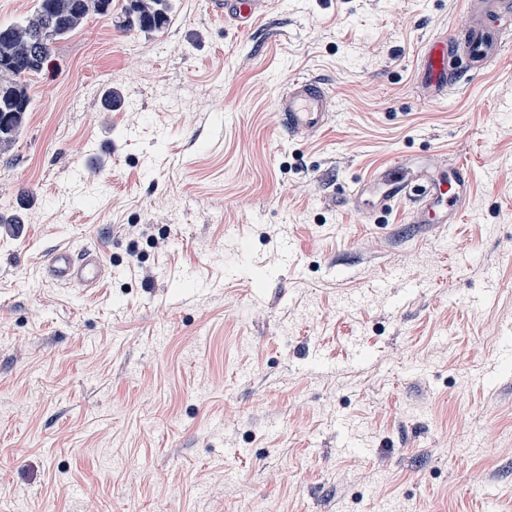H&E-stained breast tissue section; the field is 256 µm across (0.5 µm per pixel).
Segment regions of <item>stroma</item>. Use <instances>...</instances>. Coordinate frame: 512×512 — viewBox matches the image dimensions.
<instances>
[{
	"mask_svg": "<svg viewBox=\"0 0 512 512\" xmlns=\"http://www.w3.org/2000/svg\"><path fill=\"white\" fill-rule=\"evenodd\" d=\"M210 0L89 15L0 150V512H512V54L447 102L417 49L462 0ZM324 79V135L274 129ZM463 161L461 223H366L337 188ZM99 248L98 286L49 251ZM496 286L492 303L472 296ZM154 7L148 12L141 8V0L128 1L122 16V26L137 29L145 34H153L166 29L173 19L171 0H153ZM267 0H214L212 9L224 15V22L237 32H249L258 27L267 14ZM275 112L279 130L289 137L324 133L335 112L332 90L316 76L295 75L279 91ZM47 274L56 284L95 287L105 276V263L96 250H75L71 245L55 247L49 255Z\"/></svg>",
	"mask_w": 512,
	"mask_h": 512,
	"instance_id": "35a3bbf8",
	"label": "stroma"
}]
</instances>
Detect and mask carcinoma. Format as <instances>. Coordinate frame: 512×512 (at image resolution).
<instances>
[{
  "instance_id": "obj_1",
  "label": "carcinoma",
  "mask_w": 512,
  "mask_h": 512,
  "mask_svg": "<svg viewBox=\"0 0 512 512\" xmlns=\"http://www.w3.org/2000/svg\"><path fill=\"white\" fill-rule=\"evenodd\" d=\"M141 0H129L122 26L153 34L173 19L171 0H154L145 12ZM87 17L86 0H36L31 16L0 25V138L14 137L30 111L29 76L39 72L53 45Z\"/></svg>"
}]
</instances>
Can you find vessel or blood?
I'll list each match as a JSON object with an SVG mask.
<instances>
[{"mask_svg": "<svg viewBox=\"0 0 512 512\" xmlns=\"http://www.w3.org/2000/svg\"><path fill=\"white\" fill-rule=\"evenodd\" d=\"M212 8L236 32H249L266 15L268 0H213ZM511 51L512 0H465L464 15L452 31L422 42L418 84L427 101L444 102L449 90L460 88ZM334 110L330 87L315 76H293L278 93V126L292 138L324 133ZM470 179L471 169L464 162L448 168L435 154L421 159L400 154L354 183L348 199L371 223L402 206L408 223L456 224ZM47 274L60 285L93 287L103 280L105 263L95 250L60 245L49 255Z\"/></svg>", "mask_w": 512, "mask_h": 512, "instance_id": "vessel-or-blood-1", "label": "vessel or blood"}]
</instances>
